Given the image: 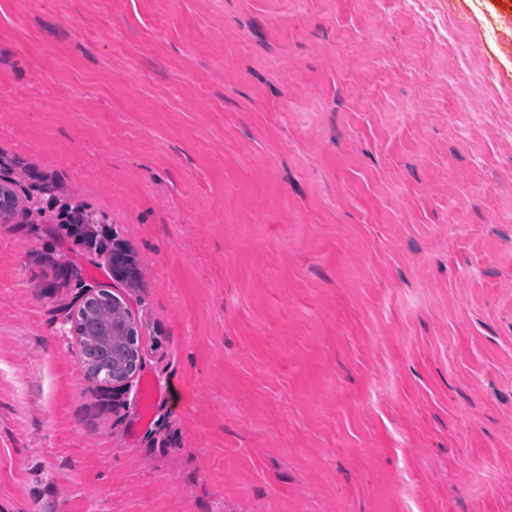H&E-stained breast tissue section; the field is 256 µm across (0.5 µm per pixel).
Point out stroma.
<instances>
[{"mask_svg":"<svg viewBox=\"0 0 512 512\" xmlns=\"http://www.w3.org/2000/svg\"><path fill=\"white\" fill-rule=\"evenodd\" d=\"M0 173V512H512V0H0ZM99 291L100 289H87L82 292L78 298L79 306L74 320L80 361L88 378H95L100 372L112 374L113 366L119 362H122L123 369H127L133 362L131 352L123 350L114 352L112 346L107 347L104 344V339L108 337L112 342V336L107 334L112 329L114 312H119L128 324L133 323L134 320L111 291ZM85 302L86 304L82 306ZM123 336L125 337V343L130 348H136V350L138 352L137 366L130 374H128L125 377H122V378L108 377V379L106 381H104V383L112 385V389H115V388H118V387H121V386H124V385L130 383L132 381L133 377L135 376L137 370L141 366V356H140V346H139L140 339L138 336L137 329L133 328V327L126 326V327H124Z\"/></svg>","mask_w":512,"mask_h":512,"instance_id":"1","label":"stroma"}]
</instances>
